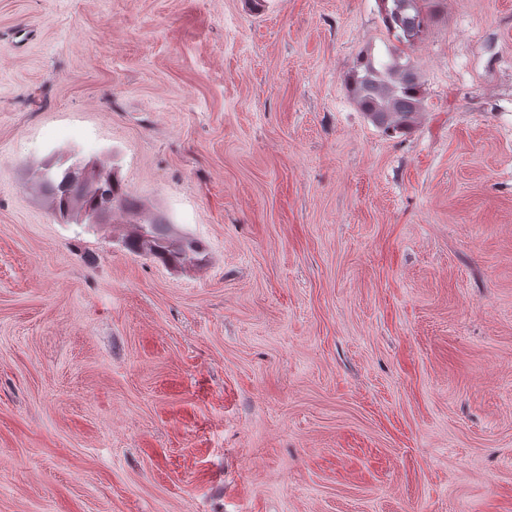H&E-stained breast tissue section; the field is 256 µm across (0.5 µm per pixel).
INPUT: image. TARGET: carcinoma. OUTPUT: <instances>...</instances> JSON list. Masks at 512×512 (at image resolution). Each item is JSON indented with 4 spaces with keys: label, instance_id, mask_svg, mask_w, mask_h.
<instances>
[{
    "label": "carcinoma",
    "instance_id": "1",
    "mask_svg": "<svg viewBox=\"0 0 512 512\" xmlns=\"http://www.w3.org/2000/svg\"><path fill=\"white\" fill-rule=\"evenodd\" d=\"M435 0H380L384 26L394 32L400 46L387 49L383 56L360 53L348 71L346 86L363 115L385 134H404L418 123L424 108L420 75L405 49L414 46L432 18L430 4ZM70 168L61 171L46 164L34 171V182L44 194L49 208L61 219H74L70 196L85 195L93 208H109L112 216L127 219L134 232L124 236L126 250L164 264L179 259L202 260L204 247L197 238L175 239L171 224L161 215L144 214L135 198L118 178H103L84 187L74 185L65 191L59 185Z\"/></svg>",
    "mask_w": 512,
    "mask_h": 512
}]
</instances>
